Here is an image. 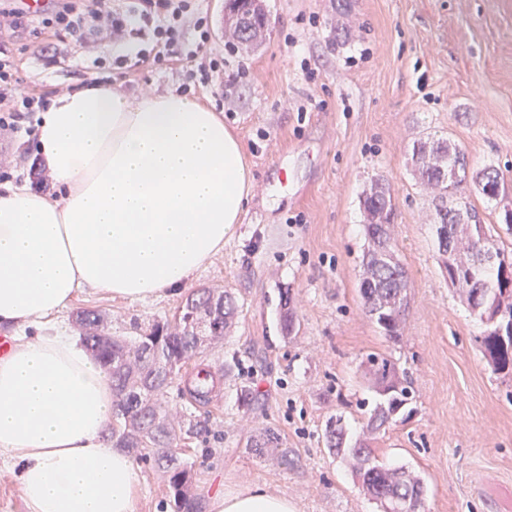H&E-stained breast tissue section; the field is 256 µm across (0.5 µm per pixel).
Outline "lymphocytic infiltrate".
Instances as JSON below:
<instances>
[{"mask_svg":"<svg viewBox=\"0 0 512 512\" xmlns=\"http://www.w3.org/2000/svg\"><path fill=\"white\" fill-rule=\"evenodd\" d=\"M0 21L8 29L41 31L52 27L72 40L98 44L104 40H148L155 50L153 61L193 62L195 52L184 50L187 29H194L199 47L212 40L207 16L195 8L194 0H129L124 7H108L105 0H55L43 14H26L0 7ZM47 101L20 89L19 70L10 56L0 57V129L18 128L25 113L47 108Z\"/></svg>","mask_w":512,"mask_h":512,"instance_id":"f902f5d3","label":"lymphocytic infiltrate"}]
</instances>
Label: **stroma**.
<instances>
[{"label": "stroma", "instance_id": "1", "mask_svg": "<svg viewBox=\"0 0 512 512\" xmlns=\"http://www.w3.org/2000/svg\"><path fill=\"white\" fill-rule=\"evenodd\" d=\"M263 0L268 27L256 46L226 50L224 0H198L212 26V47L226 76L191 98L218 106L232 94L224 123L241 139L253 175L252 196L234 238L195 274L191 288L236 293L230 336L209 345L213 369L232 364L205 407L178 389L167 401L194 425L179 447L192 466L193 493L260 485L294 500L297 512H382L330 454L327 420L340 414L359 436L374 396L363 377L369 353L388 355L413 380L416 411L373 442L380 462L424 481L421 512H512V378L492 372L477 339L484 326L444 279L430 226L435 198L414 175L411 146L440 132L469 162L459 193L484 223L502 208L473 176L497 169L512 184V0ZM349 28L348 38L336 31ZM26 91L54 98L87 79L90 54L74 41L28 29L0 33ZM314 80H306L305 68ZM131 93H173L185 81L179 62L118 72L97 69ZM24 131L0 129L9 180L29 182L35 152ZM392 190L397 257L408 272L409 303L401 342L383 336L359 292L365 244L360 200L372 180ZM289 290L300 327L277 326L280 290ZM185 293L130 302L84 291L61 314L97 309L115 336H137L172 317ZM258 392L259 417L241 408L240 388ZM274 430L289 464L259 458L247 444Z\"/></svg>", "mask_w": 512, "mask_h": 512}]
</instances>
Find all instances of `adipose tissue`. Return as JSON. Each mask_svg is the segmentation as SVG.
I'll list each match as a JSON object with an SVG mask.
<instances>
[{
    "instance_id": "obj_1",
    "label": "adipose tissue",
    "mask_w": 512,
    "mask_h": 512,
    "mask_svg": "<svg viewBox=\"0 0 512 512\" xmlns=\"http://www.w3.org/2000/svg\"><path fill=\"white\" fill-rule=\"evenodd\" d=\"M33 137L55 194L0 192V456L29 512H136L132 457L104 439L112 380L71 336L48 332L84 289L146 302L187 287L224 249L253 190L221 113L181 95L99 85L41 110ZM212 512H297L259 486Z\"/></svg>"
}]
</instances>
